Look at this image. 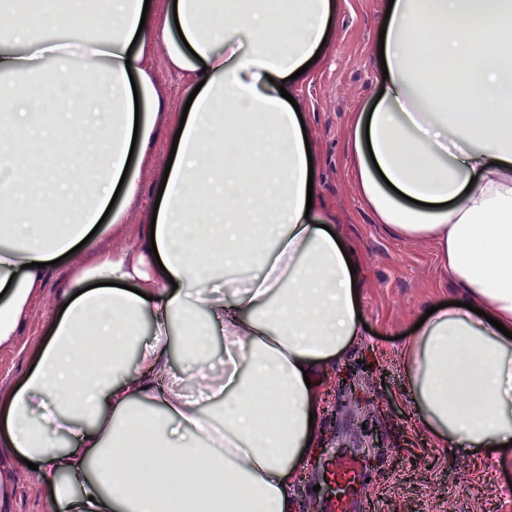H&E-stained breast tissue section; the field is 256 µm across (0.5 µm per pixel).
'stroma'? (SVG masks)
Here are the masks:
<instances>
[{"mask_svg":"<svg viewBox=\"0 0 512 512\" xmlns=\"http://www.w3.org/2000/svg\"><path fill=\"white\" fill-rule=\"evenodd\" d=\"M384 4L338 0L332 37L297 89L320 163L321 200L358 255L363 276L359 312L368 326L336 367L332 410L320 421L319 443L308 449L307 462L367 452L368 480L359 494L372 512H512V457L451 455L425 447L422 413L411 399L401 361L402 337L412 336L428 308L456 298L454 279L440 265L433 244L397 237L377 223L354 191L348 124L374 90ZM155 78L168 111H183L188 95L181 74L161 50L156 53ZM167 151L166 141L158 140L153 165L139 171L142 193L128 207L126 222L110 225L83 253V264L137 243L138 212L153 196L156 167ZM67 271L63 262L50 273L15 343L0 347V390L20 385L37 364ZM347 379L356 382L355 391L345 389ZM367 414L373 417V434L364 437L357 424ZM6 468L13 471L11 512H46L39 474L0 452V470Z\"/></svg>","mask_w":512,"mask_h":512,"instance_id":"obj_1","label":"stroma"}]
</instances>
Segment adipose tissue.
I'll return each mask as SVG.
<instances>
[{
    "label": "adipose tissue",
    "mask_w": 512,
    "mask_h": 512,
    "mask_svg": "<svg viewBox=\"0 0 512 512\" xmlns=\"http://www.w3.org/2000/svg\"><path fill=\"white\" fill-rule=\"evenodd\" d=\"M102 20L88 65L58 35ZM335 0H0V346L45 275L67 257L68 304L25 381L0 391V446L37 464L47 512H288L309 417L361 334L363 283L321 199H308L295 72L332 33ZM50 30L36 37L35 25ZM387 78L349 123L360 200L403 239L430 240L459 289L402 359L429 441L492 455L512 442V0H394ZM196 89L157 210L137 252L81 267L73 249L100 219L121 224L164 102L150 53ZM463 62L474 101L448 109L417 72ZM55 109L47 121L42 94ZM247 131L245 143L236 140ZM34 149L19 152V141ZM224 153H216L217 143ZM84 157L61 181L55 167ZM248 158L251 177L235 166ZM63 231L46 236L47 216ZM254 270L247 285L229 274ZM224 369H205L215 335ZM184 366H175L174 352Z\"/></svg>",
    "instance_id": "ef3b65f1"
}]
</instances>
